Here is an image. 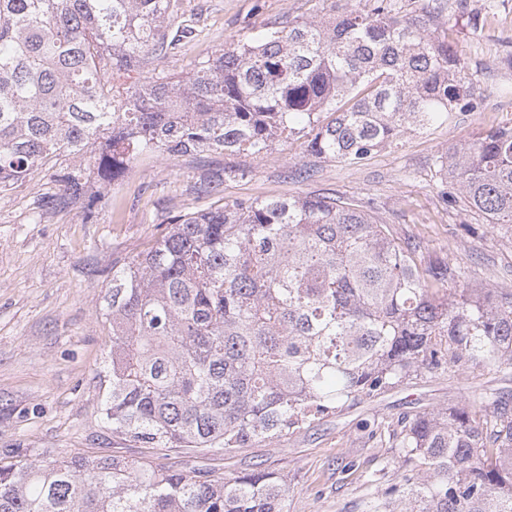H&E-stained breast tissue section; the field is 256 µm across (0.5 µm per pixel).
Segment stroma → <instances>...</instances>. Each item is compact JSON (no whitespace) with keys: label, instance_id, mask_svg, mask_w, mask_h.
I'll return each mask as SVG.
<instances>
[{"label":"stroma","instance_id":"stroma-1","mask_svg":"<svg viewBox=\"0 0 512 512\" xmlns=\"http://www.w3.org/2000/svg\"><path fill=\"white\" fill-rule=\"evenodd\" d=\"M471 30L457 0H406L404 10L447 30L473 81L477 108L407 133L400 144L357 165L309 154L302 141H277L267 153L140 157L102 189L93 222L81 204L38 218L36 201L58 191L54 170L39 168L0 190V465L77 452L145 459L159 467L203 468L228 477L258 467L286 475L288 512H374L375 478L389 450L364 422L443 408L493 388L512 403V371L474 367L426 373L274 442L230 453L145 448L113 434L101 415L100 377L112 329L103 315L112 270L150 248L174 215L203 208L198 187L222 180L226 203L306 196L328 190L368 206L402 243L419 244L427 266L454 258L476 288L512 289V226L488 223L462 203L444 202L438 160L448 146L512 127V0H468ZM326 0H180L201 34L160 63L183 75L255 28L323 15Z\"/></svg>","mask_w":512,"mask_h":512}]
</instances>
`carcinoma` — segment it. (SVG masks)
I'll list each match as a JSON object with an SVG mask.
<instances>
[{
	"label": "carcinoma",
	"mask_w": 512,
	"mask_h": 512,
	"mask_svg": "<svg viewBox=\"0 0 512 512\" xmlns=\"http://www.w3.org/2000/svg\"><path fill=\"white\" fill-rule=\"evenodd\" d=\"M178 0H0V188L59 157L53 209L83 202L145 153L261 154L301 135L358 164L476 108L448 34L398 0L271 25L197 61ZM334 118L323 123L320 115ZM445 175L491 224H512V128L448 147ZM359 206L326 192L210 204L173 217L112 269L101 414L145 448L228 453L274 441L422 372L512 369V289L418 267ZM459 288L450 294L445 285ZM399 475L376 512H512V412L494 389L391 425ZM288 480L156 469L111 455L0 465V512H288Z\"/></svg>",
	"instance_id": "cac0c4a2"
}]
</instances>
